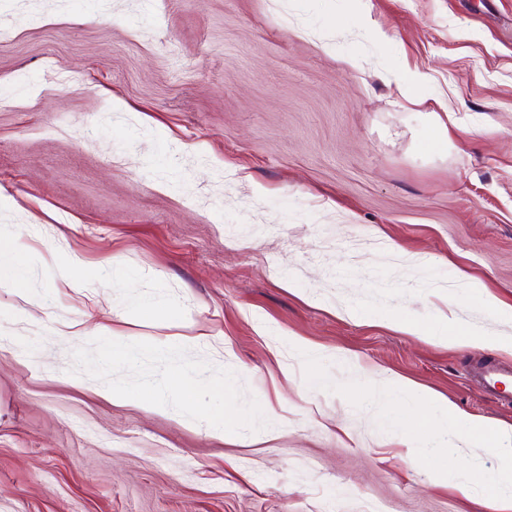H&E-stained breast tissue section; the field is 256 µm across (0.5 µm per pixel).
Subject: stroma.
<instances>
[{
  "mask_svg": "<svg viewBox=\"0 0 512 512\" xmlns=\"http://www.w3.org/2000/svg\"><path fill=\"white\" fill-rule=\"evenodd\" d=\"M0 29V512H492L300 354L512 425L471 378L512 367V0H0ZM448 315L500 348L400 326ZM99 336L234 370L269 427L113 398L71 371Z\"/></svg>",
  "mask_w": 512,
  "mask_h": 512,
  "instance_id": "stroma-1",
  "label": "stroma"
}]
</instances>
